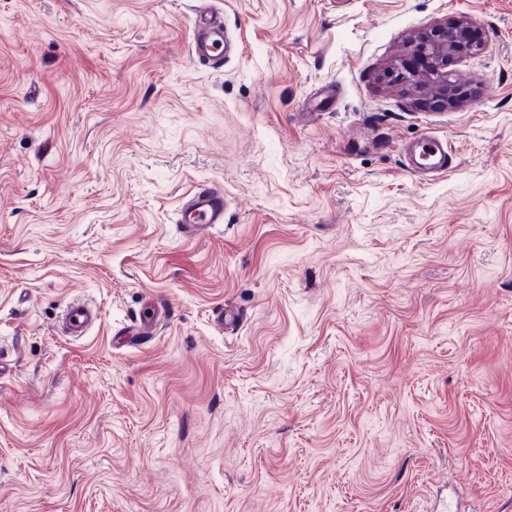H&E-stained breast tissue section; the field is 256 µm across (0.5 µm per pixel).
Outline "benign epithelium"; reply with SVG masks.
Here are the masks:
<instances>
[{"instance_id":"1","label":"benign epithelium","mask_w":512,"mask_h":512,"mask_svg":"<svg viewBox=\"0 0 512 512\" xmlns=\"http://www.w3.org/2000/svg\"><path fill=\"white\" fill-rule=\"evenodd\" d=\"M481 49L482 44L471 37L468 23L457 20L431 28L421 37L415 52L425 61L427 81L436 96L448 101L454 96V86L445 70L448 56L475 54Z\"/></svg>"}]
</instances>
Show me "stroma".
<instances>
[{"label": "stroma", "mask_w": 512, "mask_h": 512, "mask_svg": "<svg viewBox=\"0 0 512 512\" xmlns=\"http://www.w3.org/2000/svg\"><path fill=\"white\" fill-rule=\"evenodd\" d=\"M210 4L218 69L196 0H0V512H512V0ZM454 18L450 107L402 64ZM233 44L224 29V18L208 6L196 13L191 34V53L201 65L221 67L233 52ZM409 170L420 175L442 177L455 166L454 154L448 150V142L436 136H424L408 147ZM227 200L224 188L217 184H198L188 194L179 210L181 233L185 239L224 223ZM169 319L168 309L154 298L135 314L131 324L117 331L115 342L131 344L132 340L148 341L156 335L157 330ZM101 320L100 312L84 301L76 300L68 304L62 319L60 330L65 336L82 338L94 329Z\"/></svg>", "instance_id": "1"}]
</instances>
